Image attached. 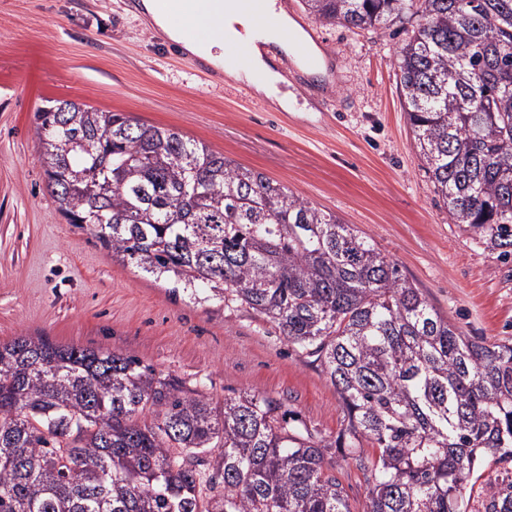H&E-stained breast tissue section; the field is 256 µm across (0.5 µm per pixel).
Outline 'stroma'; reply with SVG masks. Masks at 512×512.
I'll return each mask as SVG.
<instances>
[{
    "instance_id": "35a3bbf8",
    "label": "stroma",
    "mask_w": 512,
    "mask_h": 512,
    "mask_svg": "<svg viewBox=\"0 0 512 512\" xmlns=\"http://www.w3.org/2000/svg\"><path fill=\"white\" fill-rule=\"evenodd\" d=\"M136 0H0V342L45 337L109 348L196 386L213 401L256 393L324 436L344 426L321 367L262 317L197 301L112 257L57 212L35 114L50 100L172 128L264 173L353 225L468 336L512 341V259L450 223L418 167L397 52L415 20L316 26L323 83L283 66L295 109L214 77L157 34Z\"/></svg>"
}]
</instances>
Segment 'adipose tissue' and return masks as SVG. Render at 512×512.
Listing matches in <instances>:
<instances>
[{
    "instance_id": "adipose-tissue-1",
    "label": "adipose tissue",
    "mask_w": 512,
    "mask_h": 512,
    "mask_svg": "<svg viewBox=\"0 0 512 512\" xmlns=\"http://www.w3.org/2000/svg\"><path fill=\"white\" fill-rule=\"evenodd\" d=\"M137 9L156 29L170 41L180 44L190 55L221 69L233 81L251 85L258 96L270 100L279 108L288 109L290 100L278 88L284 77L272 68L270 60L277 53L289 51L290 45L272 33L256 36L254 20L240 11L236 0H213L208 12L199 15L201 26L206 27L216 21L221 24L218 33L200 40L187 39L181 24L171 14L163 11L157 0H141ZM237 44L246 45L249 51L248 67L237 68L225 60L226 47Z\"/></svg>"
}]
</instances>
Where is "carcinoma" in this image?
I'll use <instances>...</instances> for the list:
<instances>
[{"mask_svg": "<svg viewBox=\"0 0 512 512\" xmlns=\"http://www.w3.org/2000/svg\"><path fill=\"white\" fill-rule=\"evenodd\" d=\"M349 29L422 23L399 50L418 164L512 256V0H302ZM47 187L112 256L262 316L338 393L334 438L260 394L218 405L110 349L0 343V512H512V343L475 340L350 224L172 129L52 100ZM54 130L46 131L47 126ZM503 464L477 485L487 458ZM343 482L346 486L351 508L355 512H363L367 502V486L362 475L352 465L343 467Z\"/></svg>", "mask_w": 512, "mask_h": 512, "instance_id": "obj_1", "label": "carcinoma"}]
</instances>
